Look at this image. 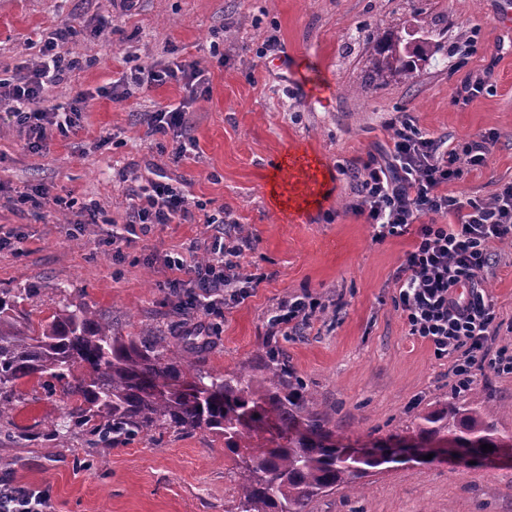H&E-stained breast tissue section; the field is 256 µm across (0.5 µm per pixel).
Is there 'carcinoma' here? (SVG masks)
<instances>
[{
	"label": "carcinoma",
	"mask_w": 512,
	"mask_h": 512,
	"mask_svg": "<svg viewBox=\"0 0 512 512\" xmlns=\"http://www.w3.org/2000/svg\"><path fill=\"white\" fill-rule=\"evenodd\" d=\"M435 53L395 33L375 38L367 55L379 85L414 78L416 61ZM175 332L151 330L127 338L86 305L65 306L33 325L17 309L16 296L0 292V419L14 410L19 381L54 380L82 397L69 412L66 432L83 433L92 448H107L150 433L189 434L208 429L224 435V451L238 458V504L230 512H312L311 504L336 487H360L376 467L330 440L328 418L317 412L307 388L277 348L259 366L232 374L197 367V352L179 347ZM200 383L214 393L191 400L179 387ZM272 422L278 437L253 440ZM493 450L483 452L481 445ZM437 445L457 456L487 458L503 447L489 407L439 401L415 418L411 435L379 451L422 457Z\"/></svg>",
	"instance_id": "1"
}]
</instances>
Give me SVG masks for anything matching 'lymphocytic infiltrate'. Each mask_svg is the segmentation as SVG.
Here are the masks:
<instances>
[{"label": "lymphocytic infiltrate", "instance_id": "f902f5d3", "mask_svg": "<svg viewBox=\"0 0 512 512\" xmlns=\"http://www.w3.org/2000/svg\"><path fill=\"white\" fill-rule=\"evenodd\" d=\"M69 21L48 36L41 59L26 72L0 79V109L10 112L27 135L35 153H47L49 133L65 135L79 126V112L87 92H79L69 106L47 109L45 92L79 69L68 43L76 32ZM170 81L183 84L191 100L210 92L208 71L199 60L176 58L163 68L135 66L122 74L121 84L150 89ZM183 106L167 105L145 112L152 133L175 144L172 163L195 152L196 141L185 132ZM390 143L361 165L344 167L356 183L350 208L365 216L375 240L416 233L393 276L394 301L401 309L409 336L428 343L437 358L447 359L454 393L471 389L479 372L492 369L512 374V348L494 347L501 325L495 303L483 286L495 264L492 242L512 238V184H505L492 201L461 199L448 194V184L462 181L488 162L493 139L488 135L457 144L432 137L417 125L412 113L402 112L388 124ZM125 231L148 233L152 226L189 221L193 201L177 185L149 180L127 193ZM452 216L449 224L441 216ZM211 233L206 261L188 263L182 256L165 255L171 292L183 294L191 317L221 318L226 307L243 302L259 287L260 277L241 271L240 259L252 250V238L231 231L230 211L206 216ZM325 309L312 295L282 301L267 320L273 336H299ZM41 490L0 483V512H50Z\"/></svg>", "mask_w": 512, "mask_h": 512}]
</instances>
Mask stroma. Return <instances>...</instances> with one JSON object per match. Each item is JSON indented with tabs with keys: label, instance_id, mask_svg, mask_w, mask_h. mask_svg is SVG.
Returning a JSON list of instances; mask_svg holds the SVG:
<instances>
[{
	"label": "stroma",
	"instance_id": "obj_1",
	"mask_svg": "<svg viewBox=\"0 0 512 512\" xmlns=\"http://www.w3.org/2000/svg\"><path fill=\"white\" fill-rule=\"evenodd\" d=\"M121 16V31L93 28ZM81 21L70 49L82 68L49 90L46 107L90 91L81 127L52 135L40 156L26 133L0 112V225L14 230L0 251V291L19 295L31 322L64 304H84L121 334L168 328L177 304L164 283L162 259L179 252L204 260L210 230L199 221L152 227L112 258L122 233L125 192L135 180L184 181L205 213L227 209L254 238L245 272L263 283L245 303L226 308L198 366L219 374L253 363L266 351L268 312L303 293L325 310L301 336L277 342L326 413L334 441L361 451L405 434L422 411L452 399L448 362L409 336L393 301V275L414 234L378 242L364 216L349 208L351 186L338 166L355 164L389 143L387 124L413 113L434 137L465 141L483 133L496 141L487 166L449 184L461 199L492 200L512 182V0H0V74L39 59V39L69 19ZM397 32L438 45L413 80L369 84V34ZM283 52L257 58L270 35ZM218 45L222 56L211 55ZM209 70L210 94L186 115L197 154L173 164L171 140L149 135L137 113L180 103L181 85L136 90L116 102L112 82L137 65L163 67L173 57ZM493 67V87L468 105L453 92L470 74ZM307 155L320 163L321 190L292 174V193L316 192L311 211L282 210L266 186L282 159ZM95 201L94 224L70 223L54 204H20L39 187ZM498 262L485 286L504 328L495 346L512 347V239L493 242ZM465 400L491 401L503 440L512 441V375L485 369ZM75 398L47 394L29 380L18 389L9 421H0V481L48 489L53 512H229L236 501L237 464L223 436L206 430L148 435L90 457L83 439L55 447ZM364 489L318 496L313 512H512V455L499 451L478 465L458 460L390 463L369 471Z\"/></svg>",
	"mask_w": 512,
	"mask_h": 512
}]
</instances>
